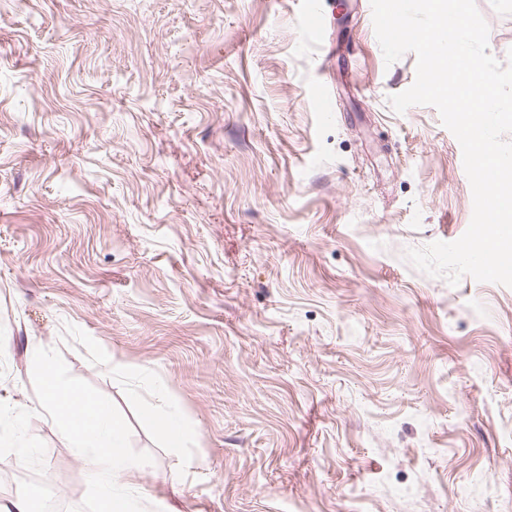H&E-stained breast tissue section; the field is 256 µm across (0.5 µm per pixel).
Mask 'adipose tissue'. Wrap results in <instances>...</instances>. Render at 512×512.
I'll list each match as a JSON object with an SVG mask.
<instances>
[{
  "mask_svg": "<svg viewBox=\"0 0 512 512\" xmlns=\"http://www.w3.org/2000/svg\"><path fill=\"white\" fill-rule=\"evenodd\" d=\"M44 417L62 434L71 451L83 457L98 490L99 512H128L140 463L125 450V426L104 405L58 382L50 366L42 368Z\"/></svg>",
  "mask_w": 512,
  "mask_h": 512,
  "instance_id": "1",
  "label": "adipose tissue"
}]
</instances>
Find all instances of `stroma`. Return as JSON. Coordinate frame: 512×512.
I'll list each match as a JSON object with an SVG mask.
<instances>
[{"label": "stroma", "instance_id": "stroma-1", "mask_svg": "<svg viewBox=\"0 0 512 512\" xmlns=\"http://www.w3.org/2000/svg\"><path fill=\"white\" fill-rule=\"evenodd\" d=\"M305 6L0 0V504L97 512L46 354L124 422L133 512H512V288L404 258L467 230L461 147L392 110L370 0Z\"/></svg>", "mask_w": 512, "mask_h": 512}]
</instances>
